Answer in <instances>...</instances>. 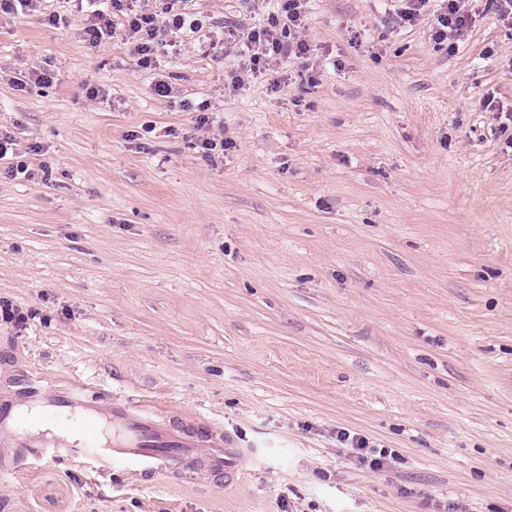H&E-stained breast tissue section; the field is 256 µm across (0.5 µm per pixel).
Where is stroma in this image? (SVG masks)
<instances>
[{"instance_id": "obj_1", "label": "stroma", "mask_w": 512, "mask_h": 512, "mask_svg": "<svg viewBox=\"0 0 512 512\" xmlns=\"http://www.w3.org/2000/svg\"><path fill=\"white\" fill-rule=\"evenodd\" d=\"M188 8L253 25L270 5ZM438 8L399 27L389 0H312L316 59L236 90V45L188 40L159 59L168 97L124 30L84 42L72 0L0 13V132L52 170L0 177V298L37 313L0 325V394L76 381L257 451L229 485L34 459L0 475V507L512 512V149L479 109L512 106V29L477 0L452 53ZM34 69L54 82L18 90ZM185 98L234 141L223 157ZM340 430L391 464H360ZM200 141V149L202 150L204 156L210 160L219 158L220 154L224 155V151H226L233 142L224 138V131L220 134L207 135L203 136L199 139Z\"/></svg>"}]
</instances>
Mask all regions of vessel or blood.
Returning a JSON list of instances; mask_svg holds the SVG:
<instances>
[{
  "label": "vessel or blood",
  "instance_id": "obj_1",
  "mask_svg": "<svg viewBox=\"0 0 512 512\" xmlns=\"http://www.w3.org/2000/svg\"><path fill=\"white\" fill-rule=\"evenodd\" d=\"M79 394L76 388L59 391L48 405L72 406L80 402ZM83 405L90 429L72 440H46L21 432L23 415L16 413L13 406L0 405V470L13 472L28 459L47 456L64 466H77L100 475L120 471L126 478L141 482L200 456L209 471L234 479L252 454L251 449L237 447L218 429L203 441L191 431L159 425L121 398Z\"/></svg>",
  "mask_w": 512,
  "mask_h": 512
}]
</instances>
